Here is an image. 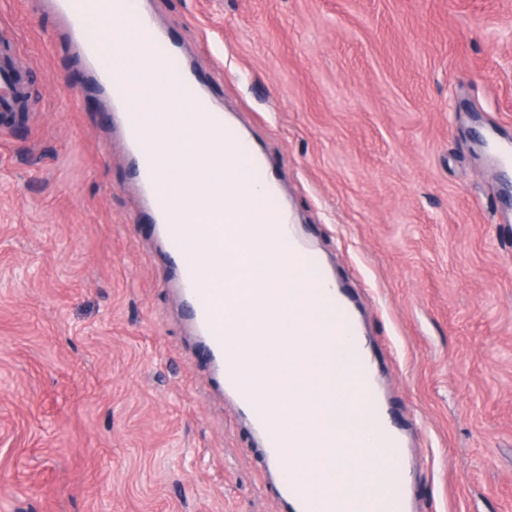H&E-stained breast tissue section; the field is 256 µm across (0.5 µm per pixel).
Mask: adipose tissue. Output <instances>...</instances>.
<instances>
[{
    "label": "adipose tissue",
    "mask_w": 512,
    "mask_h": 512,
    "mask_svg": "<svg viewBox=\"0 0 512 512\" xmlns=\"http://www.w3.org/2000/svg\"><path fill=\"white\" fill-rule=\"evenodd\" d=\"M142 108L147 112L157 110L176 119L174 135L159 150L158 174L173 182L178 205L202 211L214 202L223 201L228 180L219 161L223 147L198 139L191 113L175 99H167L159 105L146 100ZM204 154L214 158L213 164L205 169L200 166V157ZM307 458L316 472L327 473L334 482L346 484L348 494L361 491L356 477L360 460L352 449L314 448Z\"/></svg>",
    "instance_id": "1"
}]
</instances>
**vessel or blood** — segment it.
<instances>
[{
	"mask_svg": "<svg viewBox=\"0 0 512 512\" xmlns=\"http://www.w3.org/2000/svg\"><path fill=\"white\" fill-rule=\"evenodd\" d=\"M88 66L95 89L111 102L133 159L142 190L143 209L158 224L164 251L177 271L176 287L190 314L195 334L203 343L218 386L237 404L269 467L272 486L291 512H402L406 491L396 475L403 467L402 435L388 421L374 380L371 358L362 351L359 330L343 292L328 277L317 258L294 236L287 212L275 205L270 164L243 139L203 90L183 55L169 36L137 8L138 0H47ZM18 44L9 27L0 28V114L11 115L30 106L27 74L16 63ZM176 96L194 112L199 139L223 145L224 165L233 175L225 196L223 215L201 217L180 212L168 182L156 175L157 151L168 125L138 109L140 99L164 100ZM262 187L263 194L250 212L240 210L241 187ZM262 225L264 233L290 270L301 273V299L319 312L318 322L299 321L298 331H311L321 362H342L350 375L355 421L374 426L371 447L336 430L288 431L284 416L273 410L251 385L246 370L225 335L219 308L223 294L206 276L200 260L207 247L223 241L224 255L244 265L247 242L241 223ZM346 353L337 356V345ZM359 448L366 474L363 495L337 499L330 479L314 481L309 465L287 463L292 448Z\"/></svg>",
	"mask_w": 512,
	"mask_h": 512,
	"instance_id": "1",
	"label": "vessel or blood"
}]
</instances>
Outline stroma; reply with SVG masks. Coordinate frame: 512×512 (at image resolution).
I'll use <instances>...</instances> for the list:
<instances>
[{"label":"stroma","mask_w":512,"mask_h":512,"mask_svg":"<svg viewBox=\"0 0 512 512\" xmlns=\"http://www.w3.org/2000/svg\"><path fill=\"white\" fill-rule=\"evenodd\" d=\"M357 306L413 512H512V0H143ZM0 512H283L56 14L0 0ZM18 44L8 26L0 29V118L29 108L30 91L27 74L16 63Z\"/></svg>","instance_id":"35a3bbf8"}]
</instances>
